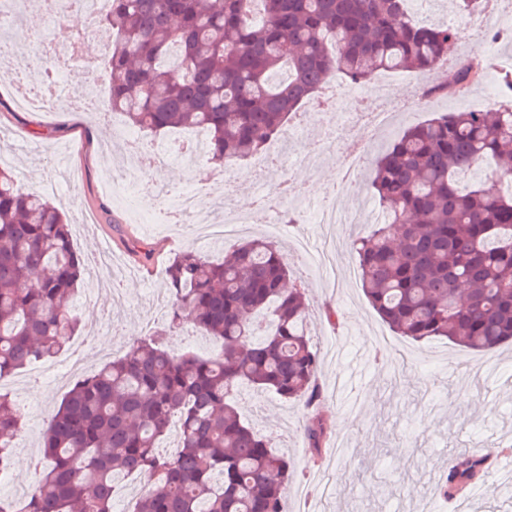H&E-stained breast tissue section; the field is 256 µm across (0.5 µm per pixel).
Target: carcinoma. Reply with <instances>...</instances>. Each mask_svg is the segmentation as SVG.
I'll return each mask as SVG.
<instances>
[{"instance_id": "1", "label": "carcinoma", "mask_w": 512, "mask_h": 512, "mask_svg": "<svg viewBox=\"0 0 512 512\" xmlns=\"http://www.w3.org/2000/svg\"><path fill=\"white\" fill-rule=\"evenodd\" d=\"M108 111L142 131L204 132L216 164L264 151L298 107L339 73L353 84L381 70L436 72L454 29L412 21L403 0H111ZM285 71L287 77L275 80ZM451 81L483 76L466 59ZM493 112H443L381 151L370 188L381 222L353 243L363 291L398 335L490 352L512 341V190L457 176L484 161L512 176V72ZM288 258L268 241L212 261L194 252L167 268L169 329L185 322L221 342L211 357L144 339L78 378L49 419L36 490L0 512H112L119 474L152 479L134 512H285L291 462L245 424L242 387L310 411L304 438H326L317 412L319 355L303 330L306 297L287 285ZM81 279L69 224L0 170V377L64 350ZM181 443L156 453L173 419ZM23 421L0 395V474ZM456 456L439 488L452 498L486 472Z\"/></svg>"}]
</instances>
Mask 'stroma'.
I'll return each mask as SVG.
<instances>
[{"label": "stroma", "instance_id": "1", "mask_svg": "<svg viewBox=\"0 0 512 512\" xmlns=\"http://www.w3.org/2000/svg\"><path fill=\"white\" fill-rule=\"evenodd\" d=\"M455 2L422 0L420 11L435 22L455 26L454 53L462 58L475 51L477 28L492 26L493 21L463 17ZM69 35L79 38L83 54L107 57L106 43L88 35L86 25L69 24L61 30L33 12L23 15L12 53L38 60L43 53H56L57 43ZM483 59L482 80L463 98L436 96L420 112L409 105L421 91L414 73L386 72L391 99L399 108L390 125L376 135L351 129L352 138L363 140L367 155L345 189L338 186L340 149L328 151L319 169L309 172L305 159L321 128L317 115L303 113L299 138L291 143L280 174L298 177L313 189L303 204L282 202L288 221L267 223L254 208L255 176L249 161L237 162L234 181L225 186L235 209L249 220L245 236L265 238L287 252L291 279L303 288L308 302L304 330L320 357L319 413L327 422V438L319 449L309 448L302 435L308 412L301 404L249 389L236 396L242 418L292 463L286 512H352L368 486L386 489L384 496L371 501L372 512L418 505L433 490L429 472L445 468L460 449L512 448V347L482 353L447 341L415 342L395 334L366 299L350 246L353 237L368 231L370 220L338 227L332 243L312 221L324 206L337 202L354 212L362 199L371 198L374 161L381 147L404 129L438 112L485 108L488 90L498 82L492 65L512 60V46L486 45ZM15 94V88L0 82V164L11 169L21 190L41 193L56 187L54 203L71 223L73 245L86 271L73 301L78 319L73 340L84 354L85 372L98 369L96 353L102 345H109L117 358L133 342L161 330L173 351L190 349L202 356L217 352L219 342L192 325L168 331L167 314L152 306L151 297L166 291V269L175 256L192 250L218 260L240 244L237 236L224 241L201 238L194 224L169 217L171 203L185 194L208 199L211 190L221 186V169L205 160L189 169L167 159L137 185L115 188L112 158L129 127L97 123L61 105L46 112L22 111L14 104ZM108 237L116 239L112 251L125 267H132L133 256L143 254L154 267L146 281L122 276L119 302L113 301L115 291L107 286L111 270L94 265ZM75 376L52 359L45 361L38 378L24 368L0 384L24 419L11 471L0 478V498L24 501L36 481L28 463L40 455L45 424ZM498 475V470L489 471L479 493L467 501V512H512V490Z\"/></svg>", "mask_w": 512, "mask_h": 512}]
</instances>
